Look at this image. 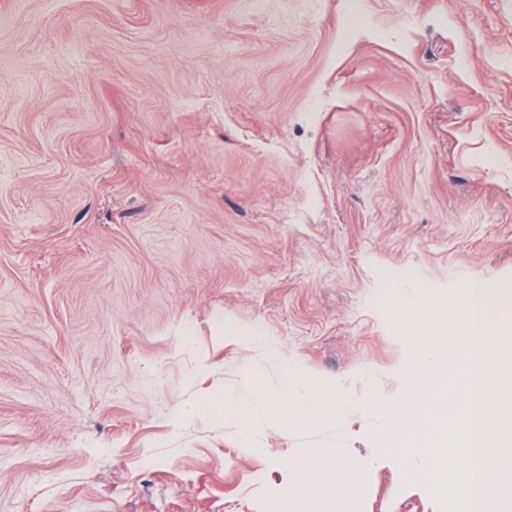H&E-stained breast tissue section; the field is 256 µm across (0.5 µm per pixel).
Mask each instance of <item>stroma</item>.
<instances>
[{
	"mask_svg": "<svg viewBox=\"0 0 512 512\" xmlns=\"http://www.w3.org/2000/svg\"><path fill=\"white\" fill-rule=\"evenodd\" d=\"M512 326V0H0V512H269L307 448L438 512L359 409L397 289ZM336 420L186 417L286 366Z\"/></svg>",
	"mask_w": 512,
	"mask_h": 512,
	"instance_id": "1",
	"label": "stroma"
}]
</instances>
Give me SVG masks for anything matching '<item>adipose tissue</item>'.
I'll return each instance as SVG.
<instances>
[{"mask_svg": "<svg viewBox=\"0 0 512 512\" xmlns=\"http://www.w3.org/2000/svg\"><path fill=\"white\" fill-rule=\"evenodd\" d=\"M218 422L237 424L243 439H250L253 429L260 423L285 425L288 423H314L324 417H336L346 407L343 397L335 390L310 389L295 368L284 371L275 393L255 387L251 396L241 397L231 392L218 397ZM288 470L295 476L294 496L305 497L309 489L306 475L319 476L321 489L344 486L349 497L361 491L364 465L347 462L324 449L307 448L289 460Z\"/></svg>", "mask_w": 512, "mask_h": 512, "instance_id": "adipose-tissue-1", "label": "adipose tissue"}]
</instances>
